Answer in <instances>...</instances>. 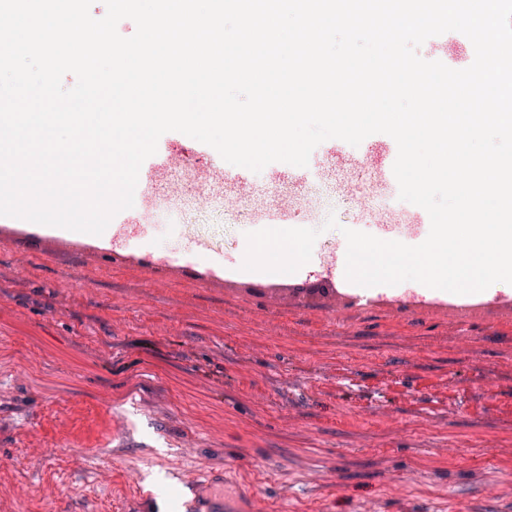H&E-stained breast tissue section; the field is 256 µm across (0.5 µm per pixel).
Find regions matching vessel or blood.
I'll list each match as a JSON object with an SVG mask.
<instances>
[{"instance_id": "vessel-or-blood-1", "label": "vessel or blood", "mask_w": 512, "mask_h": 512, "mask_svg": "<svg viewBox=\"0 0 512 512\" xmlns=\"http://www.w3.org/2000/svg\"><path fill=\"white\" fill-rule=\"evenodd\" d=\"M203 161L201 168L191 167L176 132H168L158 141L157 151L141 166L135 197L138 208L116 214L99 235L44 226L23 219L0 216V238H21L49 252L60 246L85 253L89 259L109 254L113 258L149 267L160 272L182 275L202 283H212L224 277V257L204 246H195L192 255L170 258L157 254L141 236L144 214L156 200V194L167 178L183 174L207 188L223 187L224 161L212 147L197 144L193 149ZM186 512H235L234 503L226 491H210L204 499H192Z\"/></svg>"}]
</instances>
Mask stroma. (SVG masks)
Listing matches in <instances>:
<instances>
[{
	"label": "stroma",
	"mask_w": 512,
	"mask_h": 512,
	"mask_svg": "<svg viewBox=\"0 0 512 512\" xmlns=\"http://www.w3.org/2000/svg\"><path fill=\"white\" fill-rule=\"evenodd\" d=\"M319 190L345 247L361 177ZM153 246L198 241L244 259L235 208L157 211ZM0 242V506L182 512L183 478L237 469L275 512H512V287L457 295L408 284L374 301L202 285L105 256ZM110 478H102L103 466ZM53 486L52 501L41 489Z\"/></svg>",
	"instance_id": "stroma-1"
}]
</instances>
